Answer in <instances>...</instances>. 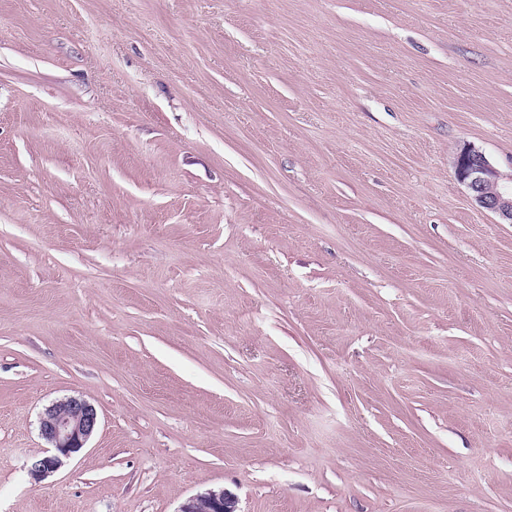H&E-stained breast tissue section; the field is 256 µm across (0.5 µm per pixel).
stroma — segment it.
I'll use <instances>...</instances> for the list:
<instances>
[{
    "label": "stroma",
    "instance_id": "stroma-1",
    "mask_svg": "<svg viewBox=\"0 0 512 512\" xmlns=\"http://www.w3.org/2000/svg\"><path fill=\"white\" fill-rule=\"evenodd\" d=\"M466 145L512 177V0H0V512H512ZM98 424L97 409L82 396H68L47 406L39 419V431L49 450L33 458L32 478L40 480L78 456ZM179 512H238L237 500L224 489L210 490L190 498Z\"/></svg>",
    "mask_w": 512,
    "mask_h": 512
}]
</instances>
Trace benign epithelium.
<instances>
[{"instance_id":"benign-epithelium-1","label":"benign epithelium","mask_w":512,"mask_h":512,"mask_svg":"<svg viewBox=\"0 0 512 512\" xmlns=\"http://www.w3.org/2000/svg\"><path fill=\"white\" fill-rule=\"evenodd\" d=\"M454 168L457 179L481 208L512 224V188L500 183L501 174L483 153L475 149L460 152ZM98 424L97 409L82 396H68L47 406L39 419V431L49 450L33 458L32 478L40 480L78 456ZM179 512H237V500L224 489L210 490L190 498Z\"/></svg>"}]
</instances>
